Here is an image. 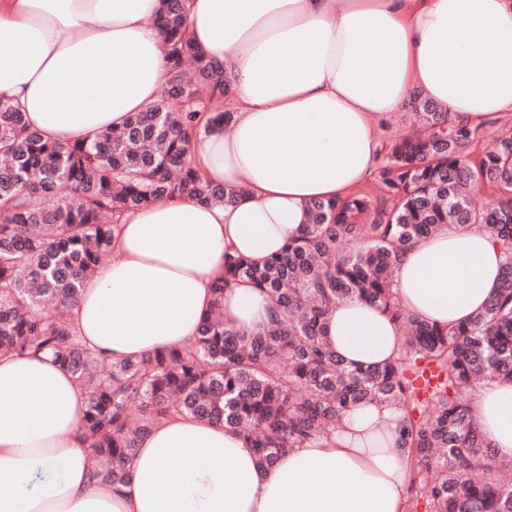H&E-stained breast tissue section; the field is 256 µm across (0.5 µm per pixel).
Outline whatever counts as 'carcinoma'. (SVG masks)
Segmentation results:
<instances>
[{
    "label": "carcinoma",
    "mask_w": 512,
    "mask_h": 512,
    "mask_svg": "<svg viewBox=\"0 0 512 512\" xmlns=\"http://www.w3.org/2000/svg\"><path fill=\"white\" fill-rule=\"evenodd\" d=\"M187 0H160L153 24L168 49L162 96L87 141L43 136L0 102V355L49 354L90 388L80 430L95 476L125 464L161 419L188 415L240 433L269 469L293 448L317 447L349 409L393 404L398 447L416 472L406 512H512V460L497 458L475 423L469 391L512 382V136L482 150L480 129L414 92L420 130L383 143L381 196L353 193L305 207L304 232L261 265L228 255L213 308L186 344L114 361L84 343L73 321L84 283L110 255L129 212L179 196L230 204L189 160L197 116L227 123L224 71L186 32ZM479 224L502 242L501 286L485 311L445 329L420 322L393 291L400 253L451 225ZM244 280L275 310L246 336L224 321V288ZM356 299L402 333L397 355L351 367L328 344L326 317Z\"/></svg>",
    "instance_id": "carcinoma-1"
}]
</instances>
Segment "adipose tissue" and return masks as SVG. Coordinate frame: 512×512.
<instances>
[{
  "label": "adipose tissue",
  "instance_id": "obj_1",
  "mask_svg": "<svg viewBox=\"0 0 512 512\" xmlns=\"http://www.w3.org/2000/svg\"><path fill=\"white\" fill-rule=\"evenodd\" d=\"M160 0H0V100L59 142L86 140L157 100L167 46ZM191 39L224 68L229 124L203 125L191 149L202 176L241 194L124 214L74 323L115 360L196 335L225 254L263 263L300 234L303 206L374 179L380 119L417 89L470 125L512 117V0H189ZM503 252L479 225L448 227L404 250L394 291L420 320L453 327L500 285ZM271 304L247 282L224 291V317L248 335ZM346 361L396 356L397 326L352 300L328 315ZM87 396L52 358L0 356V512H405L411 477L397 447L401 412L349 410L334 443L295 448L274 468L233 430L193 417L158 422L124 482L95 479L83 443ZM473 417L512 458V383L481 382Z\"/></svg>",
  "mask_w": 512,
  "mask_h": 512
}]
</instances>
